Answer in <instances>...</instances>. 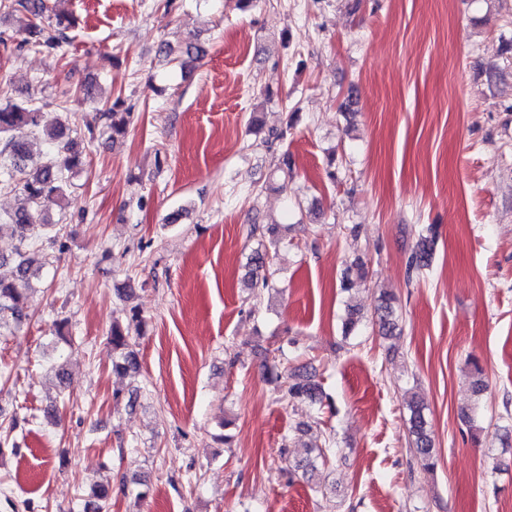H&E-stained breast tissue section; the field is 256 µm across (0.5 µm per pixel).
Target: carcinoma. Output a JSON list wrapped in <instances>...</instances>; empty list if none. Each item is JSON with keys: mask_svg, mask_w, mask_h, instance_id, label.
I'll return each instance as SVG.
<instances>
[{"mask_svg": "<svg viewBox=\"0 0 512 512\" xmlns=\"http://www.w3.org/2000/svg\"><path fill=\"white\" fill-rule=\"evenodd\" d=\"M1 10L26 17L22 27V45L49 53L62 51L69 40L68 32L76 26V19L67 14H56L52 19H44V0H0ZM99 117L106 119V127L115 140L127 133L131 108L125 106V101L118 96L112 104L99 111ZM37 134L50 145L51 153L42 166L29 170L26 166L28 138ZM2 135L6 136V143L4 149L0 150V156L8 158L10 165L3 172L0 187L18 191L23 197V205L9 216L10 229L18 245L12 277L6 278L0 274V330L21 324L28 316L30 252L45 242L60 250L65 247L60 230L52 224L39 221L38 216L51 205H62L68 174L85 165V150L71 138L69 126L62 122L55 125L47 123L42 108L32 102L0 105ZM256 233L267 241V245L262 250L254 251L250 257L245 287L254 296L269 288L267 272L278 256L281 243L276 225H255L250 234ZM434 246L435 235L421 237L417 248L408 257V273L420 275L431 268ZM372 321L378 326L380 335L391 336L395 333L398 324L393 295L382 297ZM142 325L140 312L133 309L126 323H112L109 332L112 350L116 354L114 367L133 377L139 373L140 364L132 348V337L141 334ZM265 377L277 387L280 401L287 404L308 401L318 406L322 413L333 412L332 402L315 376L297 374L296 369L288 363L282 348H277V355L266 366ZM406 407L413 455L423 469L431 470L435 466V449L427 432L424 415L426 405L418 393L410 390L406 392ZM336 453L335 437L328 433L323 436L321 443L305 448V456L288 468V474L293 476L300 472L305 475L315 469L316 464L324 465L335 460Z\"/></svg>", "mask_w": 512, "mask_h": 512, "instance_id": "1", "label": "carcinoma"}]
</instances>
